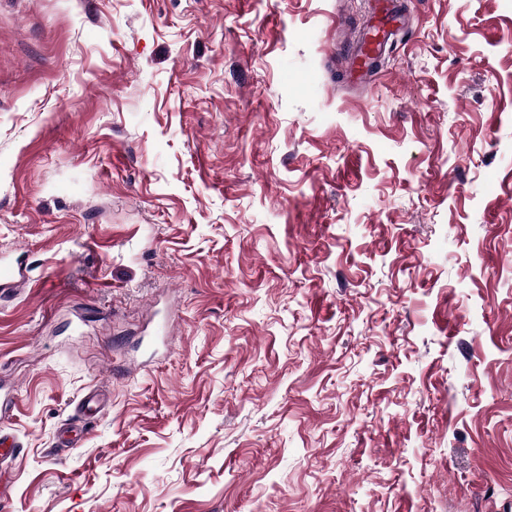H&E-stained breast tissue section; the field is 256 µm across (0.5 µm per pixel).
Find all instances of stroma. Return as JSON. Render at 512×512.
Returning a JSON list of instances; mask_svg holds the SVG:
<instances>
[{"instance_id": "obj_1", "label": "stroma", "mask_w": 512, "mask_h": 512, "mask_svg": "<svg viewBox=\"0 0 512 512\" xmlns=\"http://www.w3.org/2000/svg\"><path fill=\"white\" fill-rule=\"evenodd\" d=\"M401 5L0 0V512H512V0ZM393 30V28L374 25L356 45L351 66L355 81L366 83L374 76L372 62L385 51L389 35Z\"/></svg>"}]
</instances>
